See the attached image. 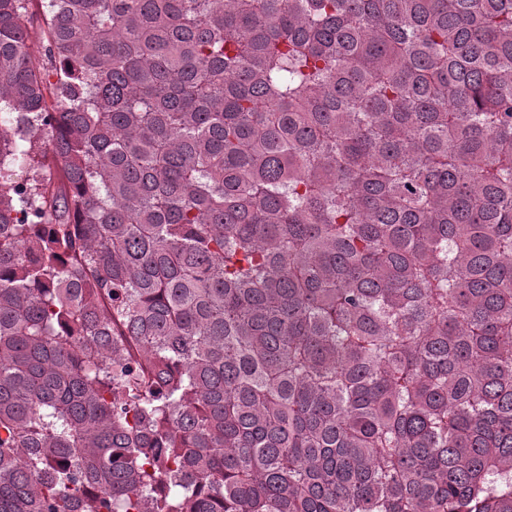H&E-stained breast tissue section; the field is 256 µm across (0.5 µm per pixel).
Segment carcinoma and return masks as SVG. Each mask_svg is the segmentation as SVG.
<instances>
[{
	"mask_svg": "<svg viewBox=\"0 0 512 512\" xmlns=\"http://www.w3.org/2000/svg\"><path fill=\"white\" fill-rule=\"evenodd\" d=\"M26 2L0 512H512V0Z\"/></svg>",
	"mask_w": 512,
	"mask_h": 512,
	"instance_id": "cac0c4a2",
	"label": "carcinoma"
}]
</instances>
